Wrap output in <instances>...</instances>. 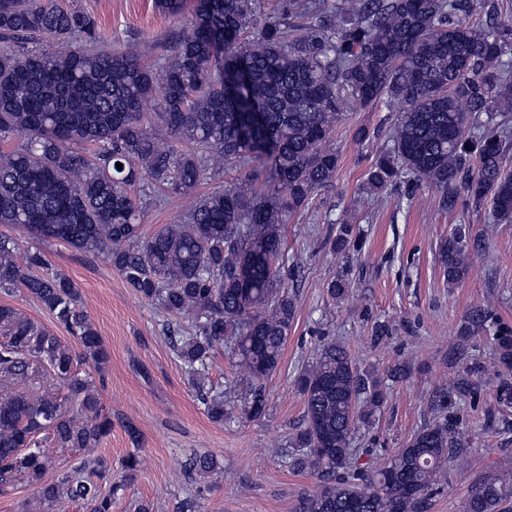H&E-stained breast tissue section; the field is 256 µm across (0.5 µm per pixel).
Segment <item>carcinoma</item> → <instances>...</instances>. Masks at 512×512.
<instances>
[{
  "label": "carcinoma",
  "instance_id": "cac0c4a2",
  "mask_svg": "<svg viewBox=\"0 0 512 512\" xmlns=\"http://www.w3.org/2000/svg\"><path fill=\"white\" fill-rule=\"evenodd\" d=\"M155 8L182 20L188 33L169 40L152 67L120 48L28 49L46 36L91 41L95 21L53 0H0V42L15 45L0 52V137L23 138L0 157V224L41 242L107 253L143 297L170 315H193L177 354L194 374L206 371L226 336L250 380L279 368L295 315L281 284L282 224L333 182L338 155L329 141L350 103L400 107L367 189L429 184L443 210L464 196L476 208L491 203L496 223L512 224L508 136L489 128L498 113L512 112V14L499 0H350L344 12L327 0H288V9L266 18L256 0H155ZM475 13L485 21H470ZM148 102L155 111H144ZM150 118L173 139L168 147L146 130ZM218 160L246 163L248 188L217 186L197 197L183 223L142 237L134 188L190 194ZM359 244L352 225L341 224L331 247L342 253ZM15 249L0 237V288L25 289L81 353L0 303V379L29 387L0 394V491L23 479L45 512L66 499L86 512H112L126 484L112 481L100 461L88 477L62 469L45 480L54 460L39 445L42 432L60 451H82L112 431L91 376L77 367L83 361L101 373L109 356L73 282L37 274L45 264L39 250L16 264ZM480 250L481 240L464 232L440 243L448 286L467 278ZM485 318L481 309L466 314L457 347ZM496 359L512 369V338L498 340ZM57 383L66 385L70 405L58 400ZM297 384L304 427L288 463L317 479L298 512H426L448 461L463 456L455 426L428 424L383 463L364 467L351 445L381 412L386 382L328 340ZM470 387L459 376L437 404L447 407ZM203 404L217 423L229 416L220 394L203 396ZM264 409L262 390L252 388L243 412L256 418ZM104 480L111 481L106 491ZM509 500L512 470L488 472L462 512H508Z\"/></svg>",
  "mask_w": 512,
  "mask_h": 512
}]
</instances>
